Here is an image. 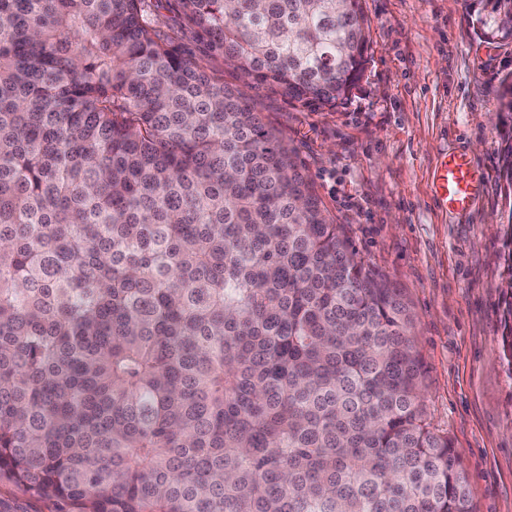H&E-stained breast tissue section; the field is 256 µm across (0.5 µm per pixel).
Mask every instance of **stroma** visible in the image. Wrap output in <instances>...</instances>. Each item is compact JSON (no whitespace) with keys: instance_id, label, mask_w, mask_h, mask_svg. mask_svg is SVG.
I'll return each instance as SVG.
<instances>
[{"instance_id":"1","label":"stroma","mask_w":512,"mask_h":512,"mask_svg":"<svg viewBox=\"0 0 512 512\" xmlns=\"http://www.w3.org/2000/svg\"><path fill=\"white\" fill-rule=\"evenodd\" d=\"M368 63L333 109L270 88L248 96L293 143L335 223L405 292L426 374L425 404L467 473L476 512H512V372L503 353L502 226L496 112L512 44L481 41L469 0H364ZM462 152L482 188L458 213L436 198L442 155Z\"/></svg>"}]
</instances>
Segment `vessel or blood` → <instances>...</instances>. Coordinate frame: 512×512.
<instances>
[{
    "instance_id": "obj_1",
    "label": "vessel or blood",
    "mask_w": 512,
    "mask_h": 512,
    "mask_svg": "<svg viewBox=\"0 0 512 512\" xmlns=\"http://www.w3.org/2000/svg\"><path fill=\"white\" fill-rule=\"evenodd\" d=\"M437 193L449 209L464 212L470 209L480 187V171L467 154L445 156L436 171Z\"/></svg>"
}]
</instances>
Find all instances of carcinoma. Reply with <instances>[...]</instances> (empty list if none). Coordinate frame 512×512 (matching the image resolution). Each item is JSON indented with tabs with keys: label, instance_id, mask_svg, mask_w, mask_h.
I'll use <instances>...</instances> for the list:
<instances>
[{
	"label": "carcinoma",
	"instance_id": "obj_1",
	"mask_svg": "<svg viewBox=\"0 0 512 512\" xmlns=\"http://www.w3.org/2000/svg\"><path fill=\"white\" fill-rule=\"evenodd\" d=\"M471 4L512 43V0ZM369 32L362 0H0V480L57 512H476L409 301L224 84L333 109ZM497 112L512 189V79Z\"/></svg>",
	"mask_w": 512,
	"mask_h": 512
}]
</instances>
